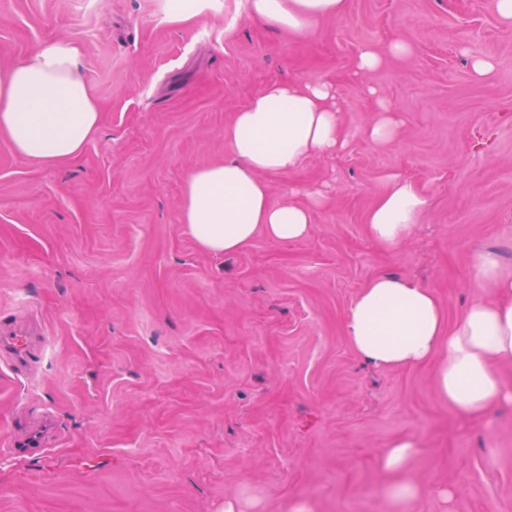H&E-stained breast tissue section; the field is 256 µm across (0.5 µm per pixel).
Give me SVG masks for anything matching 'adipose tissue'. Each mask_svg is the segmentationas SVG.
<instances>
[{"label": "adipose tissue", "instance_id": "ef3b65f1", "mask_svg": "<svg viewBox=\"0 0 512 512\" xmlns=\"http://www.w3.org/2000/svg\"><path fill=\"white\" fill-rule=\"evenodd\" d=\"M257 23L292 34L343 14L346 0H246ZM80 48L47 40L22 62L0 61V135L29 160L71 162L94 139L101 112L93 89L78 71ZM230 160L193 170L184 181L180 219L205 252L230 255L257 233L290 242L307 236L322 202L269 201L268 177L293 171L307 156L333 155L343 147L335 86L309 76L272 81L236 112L224 130ZM428 203L423 188L408 179L392 182L366 216L370 238L392 248L407 238ZM476 286L500 289V299L472 302L447 323L432 289L406 278H372L350 303L345 338L355 354L379 367L402 369L435 362L436 397L461 418L472 419L512 402V384L496 365H512V278L504 277L490 252L473 255ZM415 439H397L381 449L378 466L397 476L387 494L403 512L428 496L451 499L450 490L403 480Z\"/></svg>", "mask_w": 512, "mask_h": 512}]
</instances>
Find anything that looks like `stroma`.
Segmentation results:
<instances>
[{"instance_id":"1","label":"stroma","mask_w":512,"mask_h":512,"mask_svg":"<svg viewBox=\"0 0 512 512\" xmlns=\"http://www.w3.org/2000/svg\"><path fill=\"white\" fill-rule=\"evenodd\" d=\"M245 2L172 24L166 0H0V59L79 44L102 112L62 165L0 136V326L36 342L30 365L0 358V512H392L377 456L399 438L423 443L409 477L454 492L422 512H512V404L461 421L433 364L375 367L343 330L378 274L431 288L450 323L495 296L474 251L512 275V22L496 0H348L295 35ZM367 46L383 63L353 78ZM309 76L336 86L346 144L268 179L275 204L324 192L308 235L203 252L184 178L227 159L225 128L267 83ZM382 100L400 128L376 144ZM396 178L428 204L383 249L365 216ZM42 429L45 452L8 454Z\"/></svg>"}]
</instances>
